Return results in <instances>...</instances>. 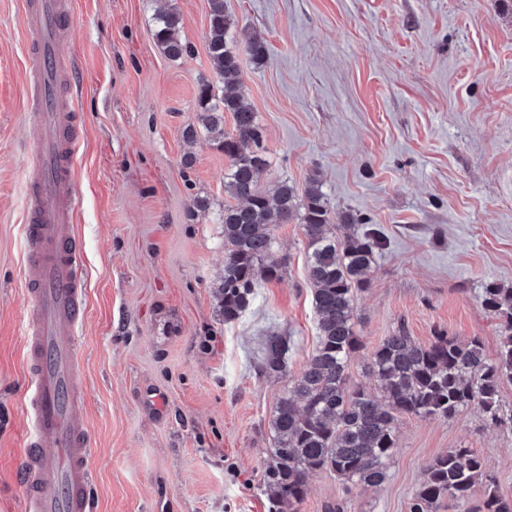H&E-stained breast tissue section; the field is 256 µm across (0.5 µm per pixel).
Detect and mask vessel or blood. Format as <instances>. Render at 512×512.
<instances>
[{"mask_svg":"<svg viewBox=\"0 0 512 512\" xmlns=\"http://www.w3.org/2000/svg\"><path fill=\"white\" fill-rule=\"evenodd\" d=\"M67 19L66 0H27L32 108L40 135L26 180L23 226L30 305L25 341L30 428L18 464L23 512H94L91 439L74 401L86 284L72 225L78 128L60 82Z\"/></svg>","mask_w":512,"mask_h":512,"instance_id":"vessel-or-blood-1","label":"vessel or blood"}]
</instances>
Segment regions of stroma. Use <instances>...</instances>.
I'll list each match as a JSON object with an SVG mask.
<instances>
[{"instance_id":"1","label":"stroma","mask_w":512,"mask_h":512,"mask_svg":"<svg viewBox=\"0 0 512 512\" xmlns=\"http://www.w3.org/2000/svg\"><path fill=\"white\" fill-rule=\"evenodd\" d=\"M23 0H0V512H19L28 431L22 363L25 186L39 137ZM266 45L243 61L264 129L265 192L318 175L333 213L364 217L384 246L356 295L352 383L396 328L479 337L496 358L487 284L512 287V12L502 0H225ZM176 10L190 54L168 59L154 16ZM208 0H71L62 55L79 128L76 231L86 272L78 389L94 451L97 512H275L263 483L268 421L317 345L301 225L274 231L279 281L225 322L221 217L230 161L198 122L211 77ZM191 156V168L182 159ZM202 198L206 208L193 207ZM288 341L287 373L261 371L264 338ZM387 481L342 495L313 473L297 512H408L434 457L470 448L512 497V435L469 408L401 417Z\"/></svg>"}]
</instances>
